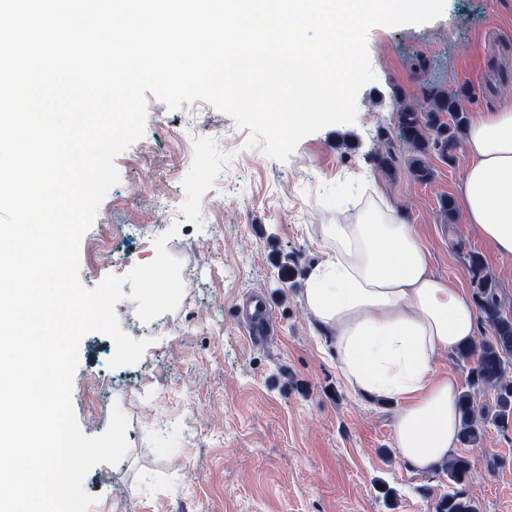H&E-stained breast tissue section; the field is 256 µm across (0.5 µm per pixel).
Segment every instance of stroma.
Wrapping results in <instances>:
<instances>
[{"label":"stroma","instance_id":"obj_1","mask_svg":"<svg viewBox=\"0 0 512 512\" xmlns=\"http://www.w3.org/2000/svg\"><path fill=\"white\" fill-rule=\"evenodd\" d=\"M367 49L375 78L357 94L355 121L304 137L284 161L247 147L249 129L207 100L171 109L146 94L144 134L115 159L120 181L80 241L79 278L92 289L150 263L172 228L166 249L182 262L184 292L145 321L123 285L119 327L151 342L136 364L112 366L104 333L79 341L81 431L102 434L116 406L128 420L125 458L84 479L99 498L89 512H435L447 481L400 461L397 405L350 389L303 291L326 257L323 225L348 223L376 188L407 213L440 276L469 288L461 255L479 252L512 306V261L492 254L462 210H439L467 167L465 148L450 163L431 158L427 183L405 161L388 173L371 159L386 147L380 132L396 133L398 105H423L427 87L466 88L471 115L512 102V0H445L428 23L373 28ZM254 294L272 316L261 342L238 319ZM94 372L113 386L102 413L83 395ZM458 452L471 461L479 512H512V424Z\"/></svg>","mask_w":512,"mask_h":512}]
</instances>
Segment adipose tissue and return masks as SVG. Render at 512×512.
<instances>
[{
  "mask_svg": "<svg viewBox=\"0 0 512 512\" xmlns=\"http://www.w3.org/2000/svg\"><path fill=\"white\" fill-rule=\"evenodd\" d=\"M469 158L456 201L493 253L512 260V104L480 112L465 132ZM328 258L309 273L304 303L331 335L353 391L399 401L394 446L417 475L443 473L459 448L460 381L435 360L472 342V299L433 269L396 207L369 202L353 224H328Z\"/></svg>",
  "mask_w": 512,
  "mask_h": 512,
  "instance_id": "obj_1",
  "label": "adipose tissue"
}]
</instances>
